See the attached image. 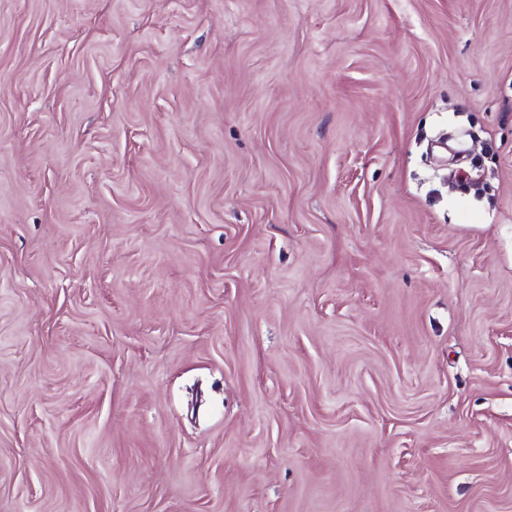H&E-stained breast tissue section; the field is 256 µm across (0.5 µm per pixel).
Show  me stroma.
<instances>
[{
  "label": "stroma",
  "instance_id": "1",
  "mask_svg": "<svg viewBox=\"0 0 512 512\" xmlns=\"http://www.w3.org/2000/svg\"><path fill=\"white\" fill-rule=\"evenodd\" d=\"M0 512H512V0H0Z\"/></svg>",
  "mask_w": 512,
  "mask_h": 512
}]
</instances>
